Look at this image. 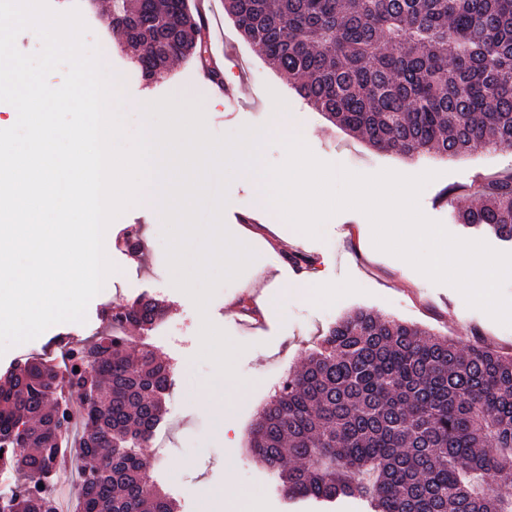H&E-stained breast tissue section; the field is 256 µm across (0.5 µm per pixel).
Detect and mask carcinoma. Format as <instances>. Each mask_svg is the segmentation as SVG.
<instances>
[{
	"label": "carcinoma",
	"mask_w": 512,
	"mask_h": 512,
	"mask_svg": "<svg viewBox=\"0 0 512 512\" xmlns=\"http://www.w3.org/2000/svg\"><path fill=\"white\" fill-rule=\"evenodd\" d=\"M241 37L337 127L406 159L512 151V0H224ZM112 28L141 73L205 62L187 0H112ZM457 223L512 244V173L471 184ZM112 330L69 351L67 383L87 406L74 449L79 512H176L150 481V442L170 365L123 336L166 312L122 305ZM79 370H74V367ZM60 376L38 358L0 380V464L21 472L0 512H57L38 484L71 446L69 411L47 405ZM290 500L358 497L370 512H512V355L358 309L284 378L250 432Z\"/></svg>",
	"instance_id": "obj_1"
}]
</instances>
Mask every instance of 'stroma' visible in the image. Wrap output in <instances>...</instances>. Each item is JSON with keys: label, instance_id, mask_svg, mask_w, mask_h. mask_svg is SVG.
Segmentation results:
<instances>
[{"label": "stroma", "instance_id": "obj_1", "mask_svg": "<svg viewBox=\"0 0 512 512\" xmlns=\"http://www.w3.org/2000/svg\"><path fill=\"white\" fill-rule=\"evenodd\" d=\"M49 5L57 12L79 9L88 27L86 42L103 47V62L124 94L122 110L128 131L140 126L143 105L171 94L199 102L209 131L216 135L233 133L246 125L271 127L274 108L284 102L294 116L291 134L300 135L317 158L365 174L383 169L405 175L436 172V179L420 195L424 215L441 222L456 237L483 239L492 248L505 251V244L495 238L457 224L443 194L448 187L468 185L477 177L512 166V153L480 147L458 158L410 161L377 151L313 110L296 94L287 77L239 36L229 20L224 23V38L233 51L225 57L224 65L237 84L247 87L240 101L216 99L213 83L192 59L174 62L148 84L112 30L107 0H98L93 10L87 8L85 0H49ZM223 218L232 234L246 227L258 233L254 244L258 257L240 277L219 287L206 314H199L191 298L172 285L168 266L158 261L165 252L162 227L152 223L146 207L136 205L112 223V261L117 270L111 288L89 303L85 323H61L22 348H10L0 356V375L17 364L19 351L49 360L59 340L74 346L90 342L106 328L113 302L140 297L164 300L168 312L163 327L133 332L132 345H148L173 368L165 415L159 425L172 452L154 460L152 479L174 500L177 512H203L208 505L214 512H223L220 493L231 484L266 487L265 512H367L366 503L360 500L349 499L331 508L288 500L276 476L247 451L245 437L274 387L302 367L338 318L359 307L412 322L464 344L478 333L487 344L509 353L512 327L468 307L454 287L433 283L406 261L376 249L371 224L359 211L339 212L325 223L321 238L314 239L281 221L275 211L256 214L251 187L235 180L228 187ZM293 253L312 257L314 266L305 269L292 263L289 256ZM303 272L326 276L337 284V294L303 298L289 292V283ZM265 290L278 299L267 317L257 319L229 306L230 301L241 299L256 303ZM205 316L245 347L235 362L236 379H216L212 363L195 360ZM207 396L227 404L240 433L236 444L225 441L216 425L214 408L203 402Z\"/></svg>", "mask_w": 512, "mask_h": 512}]
</instances>
